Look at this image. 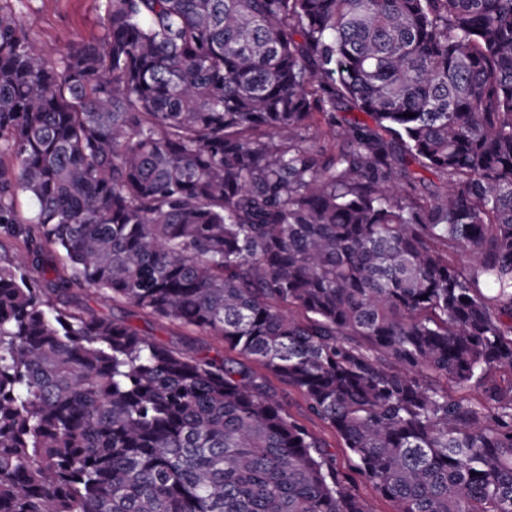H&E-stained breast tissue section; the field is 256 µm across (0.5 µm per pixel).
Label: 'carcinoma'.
Returning a JSON list of instances; mask_svg holds the SVG:
<instances>
[{
  "label": "carcinoma",
  "instance_id": "carcinoma-1",
  "mask_svg": "<svg viewBox=\"0 0 512 512\" xmlns=\"http://www.w3.org/2000/svg\"><path fill=\"white\" fill-rule=\"evenodd\" d=\"M21 3L0 0V231L27 258L0 262V512H368L273 378L395 512H512V0H106L58 58ZM338 103L372 124L310 144ZM410 169L414 172L415 177L418 180V192L426 195L427 197L431 195L444 194L446 192V180L438 173L423 169L417 164H413ZM85 305L102 316H112L118 319H124L137 328L148 332L160 342L177 345L181 348H201L210 343V338L200 333L192 336H183L181 332L172 325L158 324L149 322L141 316H131L127 314L126 309L111 301H104L102 298L93 295L82 296ZM272 383L280 391V395L287 404L288 412L292 416L300 419L313 434L324 438L330 445L329 448L325 449L332 454H336L338 464L342 471L349 472L348 452L346 448H341V442L338 437L322 421L307 412L305 404L298 393L280 384L275 379H272Z\"/></svg>",
  "mask_w": 512,
  "mask_h": 512
}]
</instances>
